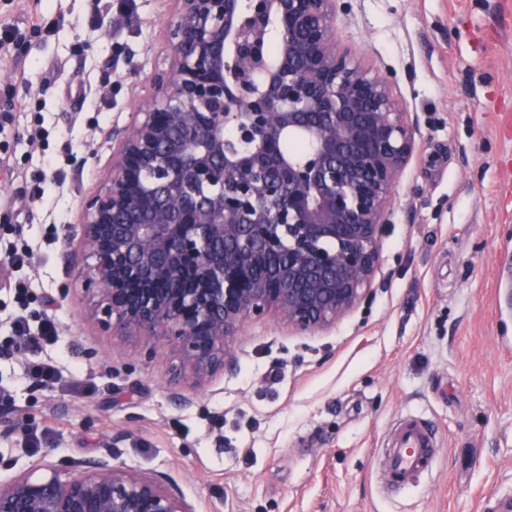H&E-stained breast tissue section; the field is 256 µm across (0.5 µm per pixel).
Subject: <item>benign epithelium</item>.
<instances>
[{
	"instance_id": "1",
	"label": "benign epithelium",
	"mask_w": 512,
	"mask_h": 512,
	"mask_svg": "<svg viewBox=\"0 0 512 512\" xmlns=\"http://www.w3.org/2000/svg\"><path fill=\"white\" fill-rule=\"evenodd\" d=\"M176 2L172 72L84 203L81 255L62 252L99 323L176 348L173 389L186 370L202 388L234 367L233 337L254 317L315 334L369 296L419 138L389 79L338 46L340 0ZM287 138L305 151H280ZM284 251L287 265L255 274ZM111 456L0 483V512H192L163 476Z\"/></svg>"
}]
</instances>
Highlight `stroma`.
<instances>
[{
    "instance_id": "35a3bbf8",
    "label": "stroma",
    "mask_w": 512,
    "mask_h": 512,
    "mask_svg": "<svg viewBox=\"0 0 512 512\" xmlns=\"http://www.w3.org/2000/svg\"><path fill=\"white\" fill-rule=\"evenodd\" d=\"M0 0V482L47 459L111 452L160 474L193 512H483L512 494V0H348L338 42L391 77L420 130L371 293L333 328L271 315L234 338L237 364L191 404L166 387L168 343L88 321L61 258L108 185L112 132L158 94L173 0ZM57 334L16 352L14 319ZM62 374L55 389L34 356ZM422 415L442 447L407 490L383 438Z\"/></svg>"
}]
</instances>
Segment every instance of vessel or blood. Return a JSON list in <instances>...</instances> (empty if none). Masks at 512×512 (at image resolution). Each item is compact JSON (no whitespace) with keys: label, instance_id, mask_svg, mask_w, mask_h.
Masks as SVG:
<instances>
[{"label":"vessel or blood","instance_id":"b4317fda","mask_svg":"<svg viewBox=\"0 0 512 512\" xmlns=\"http://www.w3.org/2000/svg\"><path fill=\"white\" fill-rule=\"evenodd\" d=\"M440 442L430 424L420 416L407 415L389 429L385 450L386 471L402 488L413 485L439 451Z\"/></svg>","mask_w":512,"mask_h":512}]
</instances>
